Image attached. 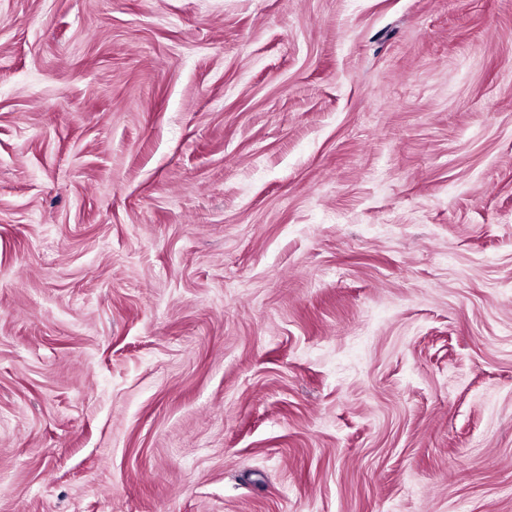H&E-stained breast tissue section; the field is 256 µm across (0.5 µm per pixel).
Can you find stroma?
Listing matches in <instances>:
<instances>
[{"label":"stroma","mask_w":512,"mask_h":512,"mask_svg":"<svg viewBox=\"0 0 512 512\" xmlns=\"http://www.w3.org/2000/svg\"><path fill=\"white\" fill-rule=\"evenodd\" d=\"M0 512H512V0H0Z\"/></svg>","instance_id":"stroma-1"}]
</instances>
